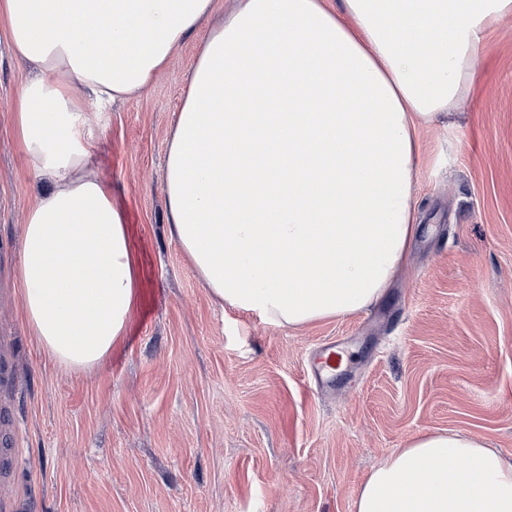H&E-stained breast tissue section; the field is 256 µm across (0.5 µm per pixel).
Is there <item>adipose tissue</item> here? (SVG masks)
I'll list each match as a JSON object with an SVG mask.
<instances>
[{
	"label": "adipose tissue",
	"instance_id": "obj_1",
	"mask_svg": "<svg viewBox=\"0 0 512 512\" xmlns=\"http://www.w3.org/2000/svg\"><path fill=\"white\" fill-rule=\"evenodd\" d=\"M215 0H0L36 72L15 134L43 187L14 288L58 366L106 365L140 267L112 184L90 172L85 103L148 88ZM512 0H239L201 44L167 146L170 235L220 305L278 326L380 301L418 226V130L468 91ZM355 512H512V458L426 432L372 470Z\"/></svg>",
	"mask_w": 512,
	"mask_h": 512
}]
</instances>
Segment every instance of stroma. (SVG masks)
Masks as SVG:
<instances>
[{"label": "stroma", "instance_id": "35a3bbf8", "mask_svg": "<svg viewBox=\"0 0 512 512\" xmlns=\"http://www.w3.org/2000/svg\"><path fill=\"white\" fill-rule=\"evenodd\" d=\"M207 33L145 92L86 107L141 299L111 361L80 374L42 354L14 293L38 185L13 130L30 68L0 34V512H355L418 434L512 456V19L485 35L452 116L419 131L420 231L386 296L299 329L220 308L169 234L166 144ZM344 337L352 374L321 393L309 360Z\"/></svg>", "mask_w": 512, "mask_h": 512}]
</instances>
